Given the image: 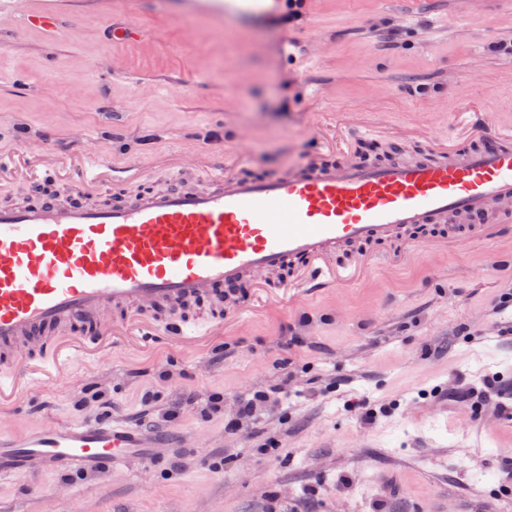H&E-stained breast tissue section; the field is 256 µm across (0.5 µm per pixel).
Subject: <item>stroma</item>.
<instances>
[{"label":"stroma","instance_id":"35a3bbf8","mask_svg":"<svg viewBox=\"0 0 512 512\" xmlns=\"http://www.w3.org/2000/svg\"><path fill=\"white\" fill-rule=\"evenodd\" d=\"M33 2L53 7L59 25L51 38L0 25V154L45 141L66 157L82 128L116 164L159 151L216 160L239 143L249 171L278 173L332 163L312 128L340 113L381 117L388 136L356 144L374 163L421 157L429 137L456 143L458 112L512 126V0H306L288 25L268 0L230 21L193 0ZM128 21L135 40L114 41ZM36 193L82 198L61 170L40 168L33 182L20 160L0 204ZM448 233L463 236L458 249L397 272L369 268L352 288L186 309L187 325L224 318L194 348L161 332L98 364L75 361L68 379L0 410V425L22 434L45 419L123 420L167 431L168 445L118 471L0 483V512H64L76 499L83 512H373L381 500L388 512H512V482L498 476L512 425L491 401L448 399L464 381L512 380V341L497 335L512 313V259L463 224L415 235ZM258 390L268 393L260 424L226 431ZM213 397L222 413L204 414ZM175 403L179 417L165 420ZM359 406L375 413L372 426L358 422Z\"/></svg>","mask_w":512,"mask_h":512}]
</instances>
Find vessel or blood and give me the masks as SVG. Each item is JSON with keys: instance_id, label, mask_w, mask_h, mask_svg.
<instances>
[{"instance_id": "1", "label": "vessel or blood", "mask_w": 512, "mask_h": 512, "mask_svg": "<svg viewBox=\"0 0 512 512\" xmlns=\"http://www.w3.org/2000/svg\"><path fill=\"white\" fill-rule=\"evenodd\" d=\"M54 34L57 15L32 0H0V17ZM468 148L429 144L415 161L367 165L306 163L275 174L229 172L197 158L179 161L192 183L162 191L134 187L138 164L106 163L96 140L75 130L81 154L64 168L87 192L123 189L110 204L33 199L0 206V408L33 384L65 377L73 358L107 356L119 342L153 336L144 311L181 313L221 303L244 283L289 266L288 296L332 283L347 287L374 262L400 266L439 248L415 229L458 218L478 223L484 241L512 222V133L491 120L467 121ZM399 250L364 253L339 265L351 244L397 233ZM163 434L141 438L117 421L45 422L18 435L0 426V480L61 469L94 473L132 458L151 459Z\"/></svg>"}]
</instances>
